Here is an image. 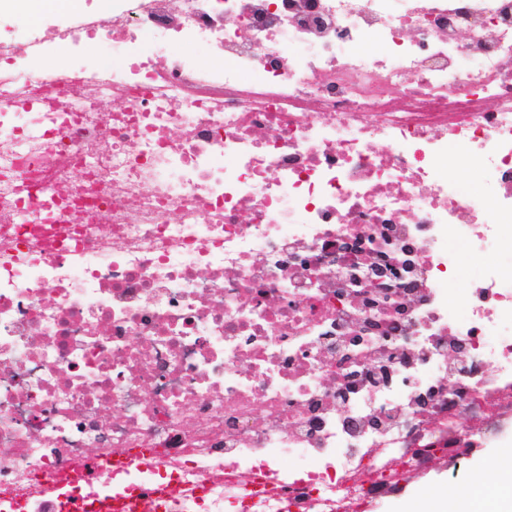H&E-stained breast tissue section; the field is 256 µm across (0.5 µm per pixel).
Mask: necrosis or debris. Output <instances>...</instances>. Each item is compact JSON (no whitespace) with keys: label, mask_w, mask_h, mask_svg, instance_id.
Wrapping results in <instances>:
<instances>
[{"label":"necrosis or debris","mask_w":512,"mask_h":512,"mask_svg":"<svg viewBox=\"0 0 512 512\" xmlns=\"http://www.w3.org/2000/svg\"><path fill=\"white\" fill-rule=\"evenodd\" d=\"M0 86V512H366L512 419V0H63ZM443 175L449 179L461 178L465 179L472 190V192L479 198H486L490 188V177L486 173H479L477 171H455L444 168ZM451 249L457 261L464 265L469 272V282L467 284H459V288L465 289L468 285L474 284L485 267L496 260V256L493 254L475 255L467 249L454 244L451 245Z\"/></svg>","instance_id":"4bbe7bcc"}]
</instances>
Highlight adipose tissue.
Returning <instances> with one entry per match:
<instances>
[{"mask_svg": "<svg viewBox=\"0 0 512 512\" xmlns=\"http://www.w3.org/2000/svg\"><path fill=\"white\" fill-rule=\"evenodd\" d=\"M399 512H512V478L499 479L495 491H471L453 498L426 490L404 502Z\"/></svg>", "mask_w": 512, "mask_h": 512, "instance_id": "obj_1", "label": "adipose tissue"}]
</instances>
